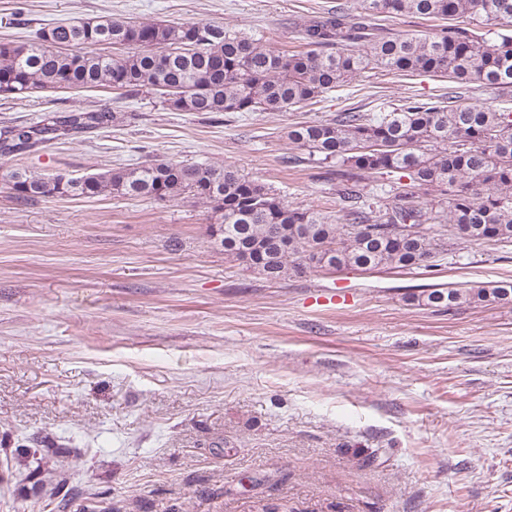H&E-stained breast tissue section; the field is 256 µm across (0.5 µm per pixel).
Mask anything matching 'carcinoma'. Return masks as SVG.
<instances>
[{
    "instance_id": "1",
    "label": "carcinoma",
    "mask_w": 512,
    "mask_h": 512,
    "mask_svg": "<svg viewBox=\"0 0 512 512\" xmlns=\"http://www.w3.org/2000/svg\"><path fill=\"white\" fill-rule=\"evenodd\" d=\"M357 21L339 7L302 29L305 50L274 48L206 21H126L105 16L44 27L35 40L0 42V96L39 91L155 92L181 112H290L366 72L433 73L451 83L512 86V36L486 27L512 20V0H356ZM439 21L429 32L386 35L380 15ZM474 23L460 26L459 18ZM103 44L122 54L72 51ZM117 120L97 110L47 114L0 131V153L66 139ZM297 148L352 169L336 194L342 222L315 208L288 205L263 183L215 163L154 159L82 177L14 170L8 189L20 202L43 198L187 196L209 209L224 255L271 281L301 270L326 272L426 267L448 250V236L512 242V112L461 105L450 94L424 102L407 96L390 112H341L296 123ZM379 171L409 182L388 197L364 200L356 178ZM442 199L424 203L420 193ZM512 302V285L434 289L429 305L448 309Z\"/></svg>"
}]
</instances>
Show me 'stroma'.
I'll list each match as a JSON object with an SVG mask.
<instances>
[{"label":"stroma","mask_w":512,"mask_h":512,"mask_svg":"<svg viewBox=\"0 0 512 512\" xmlns=\"http://www.w3.org/2000/svg\"><path fill=\"white\" fill-rule=\"evenodd\" d=\"M353 0H0V41L78 18L204 20L298 45V26ZM446 78L377 73L291 112L198 114L103 90L0 98V128L50 112L112 126L0 155L74 177L150 158L219 162L292 206L342 214L336 166L288 126L430 101ZM189 198L20 203L0 179V442L50 437L65 512H512V304L447 310L437 288L512 284V242L450 240L430 268L280 281L225 259ZM348 293L346 306L318 296ZM34 461L0 483L28 495Z\"/></svg>","instance_id":"35a3bbf8"}]
</instances>
